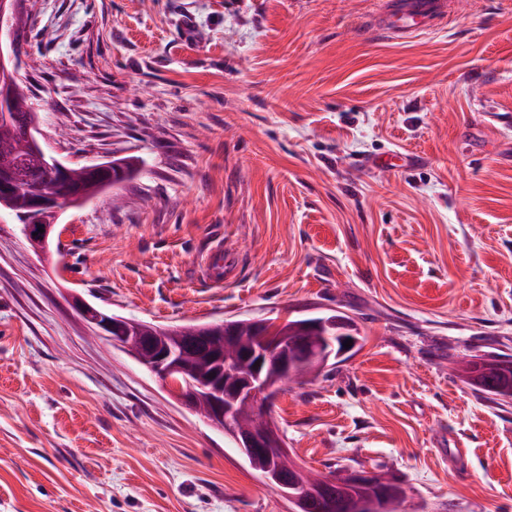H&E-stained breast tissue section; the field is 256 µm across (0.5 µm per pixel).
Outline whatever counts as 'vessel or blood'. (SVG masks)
I'll use <instances>...</instances> for the list:
<instances>
[{
  "label": "vessel or blood",
  "instance_id": "obj_1",
  "mask_svg": "<svg viewBox=\"0 0 512 512\" xmlns=\"http://www.w3.org/2000/svg\"><path fill=\"white\" fill-rule=\"evenodd\" d=\"M449 13V0H388L375 26L391 38L408 39L444 24Z\"/></svg>",
  "mask_w": 512,
  "mask_h": 512
}]
</instances>
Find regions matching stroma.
<instances>
[{
    "label": "stroma",
    "mask_w": 512,
    "mask_h": 512,
    "mask_svg": "<svg viewBox=\"0 0 512 512\" xmlns=\"http://www.w3.org/2000/svg\"><path fill=\"white\" fill-rule=\"evenodd\" d=\"M382 0H26L45 149L134 173L36 252L0 215V512H290L74 306L161 325L334 310L364 341L272 412L401 512H512V0L388 40Z\"/></svg>",
    "instance_id": "obj_1"
}]
</instances>
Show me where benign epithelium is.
<instances>
[{
    "mask_svg": "<svg viewBox=\"0 0 512 512\" xmlns=\"http://www.w3.org/2000/svg\"><path fill=\"white\" fill-rule=\"evenodd\" d=\"M24 2L26 0H0V31L3 24H8L10 38L7 47L0 42L1 125L11 123L14 118V77L19 74L21 57L16 48V28L11 22L22 15ZM38 133L40 128L35 118L29 121L26 129L27 148L50 173L51 182L32 189L30 211L20 214L17 221L32 247L43 253L59 214L70 207L78 193L65 195L59 191L58 184L67 177L69 168L45 153ZM21 188L23 177L17 167L0 168V203L7 204ZM75 305L94 335L123 349L141 363L144 362L141 354L149 353L152 359L148 368L178 403L193 410L200 401L207 402L209 414L206 421L222 431L233 432L238 447L251 457L264 456L273 448L286 450L270 407L286 386L297 382L301 369L309 365L326 366L335 349L329 336L308 345L298 336H285L265 321H252V336L239 335L235 324L218 323L203 328L201 335L224 347L229 358L224 360L223 372L206 379H195L189 375L179 352L161 344L159 337L134 336L122 317L103 313L78 299ZM270 367L279 372L277 386H271L263 379V373Z\"/></svg>",
    "mask_w": 512,
    "mask_h": 512,
    "instance_id": "benign-epithelium-1",
    "label": "benign epithelium"
}]
</instances>
